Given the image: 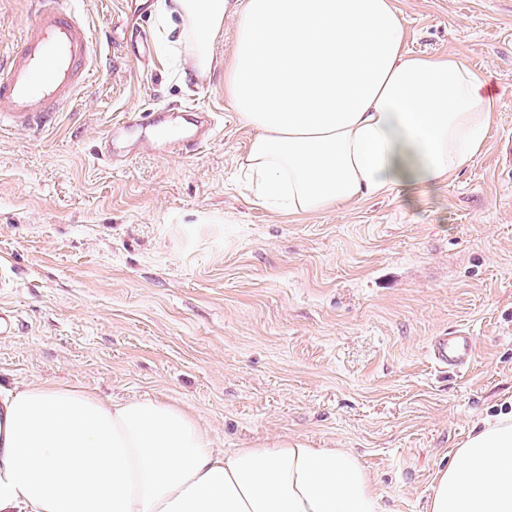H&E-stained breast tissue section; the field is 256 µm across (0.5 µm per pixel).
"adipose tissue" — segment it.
I'll return each instance as SVG.
<instances>
[{
  "label": "adipose tissue",
  "instance_id": "ef3b65f1",
  "mask_svg": "<svg viewBox=\"0 0 512 512\" xmlns=\"http://www.w3.org/2000/svg\"><path fill=\"white\" fill-rule=\"evenodd\" d=\"M160 36L197 72L237 19L224 94L253 130L243 167L289 215L442 183L496 116L486 77L405 48L392 0H156ZM0 512H379L356 455L282 438L215 447L157 398L105 401L44 382L0 399ZM428 512H512V415L440 470Z\"/></svg>",
  "mask_w": 512,
  "mask_h": 512
}]
</instances>
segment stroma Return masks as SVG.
Masks as SVG:
<instances>
[{"label": "stroma", "instance_id": "stroma-1", "mask_svg": "<svg viewBox=\"0 0 512 512\" xmlns=\"http://www.w3.org/2000/svg\"><path fill=\"white\" fill-rule=\"evenodd\" d=\"M154 0H82L97 71L34 138L0 130V390L42 381L110 400L163 396L216 447L278 437L353 452L381 512H427L437 473L481 420L512 410V0H394L405 48L484 72L496 121L447 182L291 216L256 203L253 132L224 95L228 17L197 74L157 37ZM29 0H0V57ZM151 54L140 58L142 36ZM217 114L197 154L113 169L99 137L126 112ZM477 347L440 370L434 337Z\"/></svg>", "mask_w": 512, "mask_h": 512}]
</instances>
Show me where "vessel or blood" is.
I'll list each match as a JSON object with an SVG mask.
<instances>
[{
    "instance_id": "obj_1",
    "label": "vessel or blood",
    "mask_w": 512,
    "mask_h": 512,
    "mask_svg": "<svg viewBox=\"0 0 512 512\" xmlns=\"http://www.w3.org/2000/svg\"><path fill=\"white\" fill-rule=\"evenodd\" d=\"M76 0H37L18 47L0 62V129L42 134L59 113L70 111L95 71L96 51ZM164 122L162 110L129 112L110 124L95 153L105 163L126 165L130 156H116L115 140L124 134L146 132L144 148L163 146L170 153L199 151L210 139L215 125L212 112L196 110L192 127L172 129L163 137L153 130ZM476 339L464 332L438 336L430 344L434 363L443 369L467 368Z\"/></svg>"
}]
</instances>
